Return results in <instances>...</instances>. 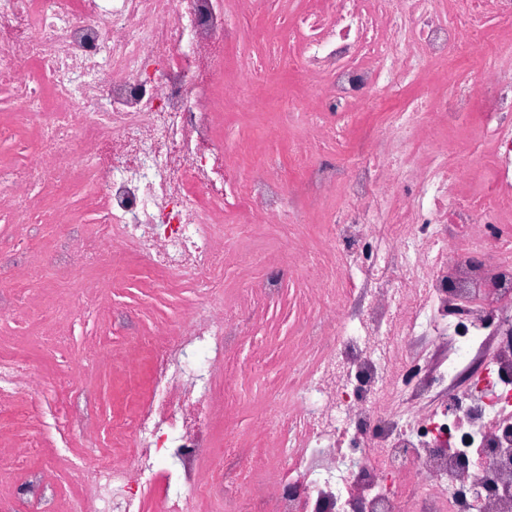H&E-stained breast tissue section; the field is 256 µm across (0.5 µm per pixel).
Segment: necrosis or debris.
I'll use <instances>...</instances> for the list:
<instances>
[{"instance_id":"1","label":"necrosis or debris","mask_w":512,"mask_h":512,"mask_svg":"<svg viewBox=\"0 0 512 512\" xmlns=\"http://www.w3.org/2000/svg\"><path fill=\"white\" fill-rule=\"evenodd\" d=\"M255 17L275 38L223 79ZM285 71L282 121L301 134L287 163L241 169L224 111ZM2 91L17 109L0 139L28 126L39 151L0 163V323L53 317L41 342L65 347L106 302L93 279L43 306L38 273L130 255L205 310L150 332L111 303L113 339L82 360L132 375L146 349L152 372L115 424L88 387L30 399L42 378L1 353L0 475L18 477L0 512H59L33 457L84 488L70 512H512V0H0ZM313 218L329 233L306 248ZM267 227L288 255L250 265ZM228 267L247 283L231 297ZM303 268L278 411L253 421L274 437L248 451L233 429L213 457L242 368L268 365L255 331ZM78 433L108 436L111 457L86 463Z\"/></svg>"}]
</instances>
